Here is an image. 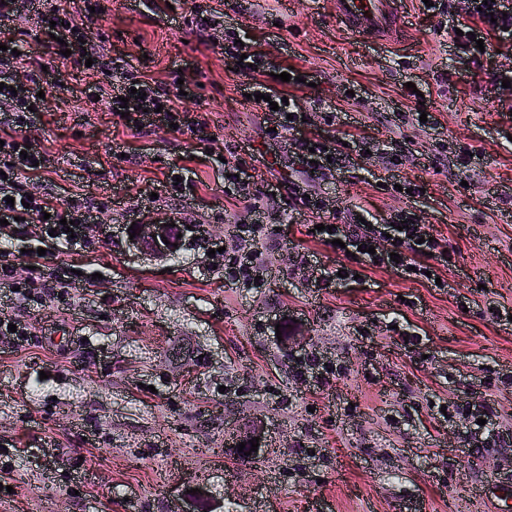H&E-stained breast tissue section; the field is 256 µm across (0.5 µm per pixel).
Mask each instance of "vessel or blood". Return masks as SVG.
Masks as SVG:
<instances>
[{
    "mask_svg": "<svg viewBox=\"0 0 512 512\" xmlns=\"http://www.w3.org/2000/svg\"><path fill=\"white\" fill-rule=\"evenodd\" d=\"M399 0H335L336 18L347 30L366 37H394L400 28Z\"/></svg>",
    "mask_w": 512,
    "mask_h": 512,
    "instance_id": "1",
    "label": "vessel or blood"
}]
</instances>
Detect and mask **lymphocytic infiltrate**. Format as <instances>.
Returning a JSON list of instances; mask_svg holds the SVG:
<instances>
[{
    "mask_svg": "<svg viewBox=\"0 0 512 512\" xmlns=\"http://www.w3.org/2000/svg\"><path fill=\"white\" fill-rule=\"evenodd\" d=\"M470 22L463 25L459 44L467 54H476L477 40H512V0H494L491 9H484L483 0H469ZM80 0H67L30 12L27 20L36 28L53 31L64 40L71 52L70 60L75 65H90L94 76L91 94L98 97L100 107L117 112L126 106L129 115L123 123L128 127L169 126L177 124L179 132L190 133L198 140H208L206 121L194 119L183 96L170 94L167 88L152 78L134 73L131 69L108 60L104 48L89 43L88 27L82 18ZM230 57L239 71H253L255 78L247 87L248 94H265L260 102L262 111L270 115L272 130L270 140L291 145V176L278 182V190L287 193L290 212L322 214L325 203L313 186L336 172L346 168L350 155L343 148H324L321 141L299 136L298 130L306 109L297 95H283L270 91L261 76L265 69L260 53L251 52L240 56L231 52ZM24 56L0 50V219L6 220V232H15L20 223L43 224L54 232V245L65 248L81 243L85 235L83 228L103 212L101 204L81 206L74 200H64L54 192L30 193L28 184L41 173L49 158L45 148L31 144L27 135L33 123V112L47 108L48 99L39 95V83H24ZM283 214H275L268 224H239L225 246L224 270L229 281L254 283L265 262L263 254L252 249L251 244L260 238L274 239V227L282 223ZM73 222V229H66V222ZM314 239L331 244L339 239L346 247L354 249L358 260L367 264L392 266L401 274L416 272L425 276L428 266L426 254L436 252L437 242L424 238L420 224L414 223L413 215L403 211L392 216L390 223L367 226L339 224L332 231L314 232ZM391 239V250L377 249L383 239ZM398 254V261H391V254Z\"/></svg>",
    "mask_w": 512,
    "mask_h": 512,
    "instance_id": "f902f5d3",
    "label": "lymphocytic infiltrate"
}]
</instances>
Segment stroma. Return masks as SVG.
Masks as SVG:
<instances>
[{
	"label": "stroma",
	"mask_w": 512,
	"mask_h": 512,
	"mask_svg": "<svg viewBox=\"0 0 512 512\" xmlns=\"http://www.w3.org/2000/svg\"><path fill=\"white\" fill-rule=\"evenodd\" d=\"M87 3L89 35L196 92L212 139L137 132L93 104L84 69L26 23L27 0L0 22L48 65L52 105L29 129L53 157L45 180L108 205L68 249L38 224L0 235L14 281L35 262L68 281L39 303L0 301L27 327L0 335V512H185L198 486L213 512H512L487 494L512 482V87L455 55L467 0H408L398 43L345 31L332 0ZM199 13L214 29L198 33ZM236 35L265 69L304 76L305 135L360 140L353 167L316 186L328 208L345 223L361 206L371 224L412 211L448 252L433 264L445 287L334 251L310 213L280 224L262 287L225 280V229L254 219L241 194L288 162L224 57ZM231 152L249 181L228 191ZM391 173L422 195L394 191ZM154 217L185 226L176 256L129 250L132 223ZM341 265L355 278L317 287ZM312 357L327 366L318 388L302 380ZM481 418L493 436L478 445ZM257 426L251 459L237 443Z\"/></svg>",
	"instance_id": "1"
}]
</instances>
